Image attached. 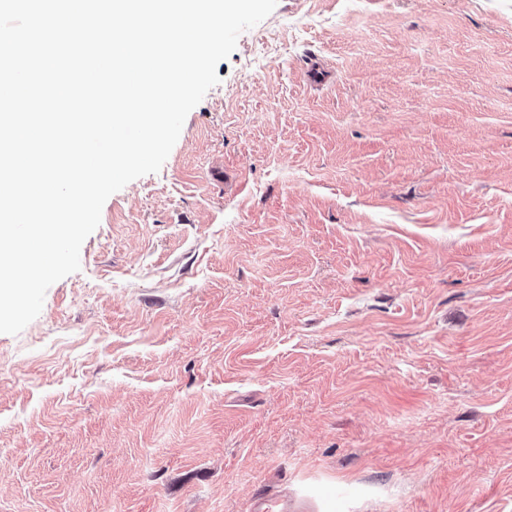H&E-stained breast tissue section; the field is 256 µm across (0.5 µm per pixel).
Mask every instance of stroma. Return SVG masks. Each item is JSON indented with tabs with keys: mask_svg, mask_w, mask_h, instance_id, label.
Masks as SVG:
<instances>
[{
	"mask_svg": "<svg viewBox=\"0 0 512 512\" xmlns=\"http://www.w3.org/2000/svg\"><path fill=\"white\" fill-rule=\"evenodd\" d=\"M0 334V512H512V0H278ZM252 512H296L288 508V502L268 493L264 489L257 490L252 498Z\"/></svg>",
	"mask_w": 512,
	"mask_h": 512,
	"instance_id": "obj_1",
	"label": "stroma"
}]
</instances>
